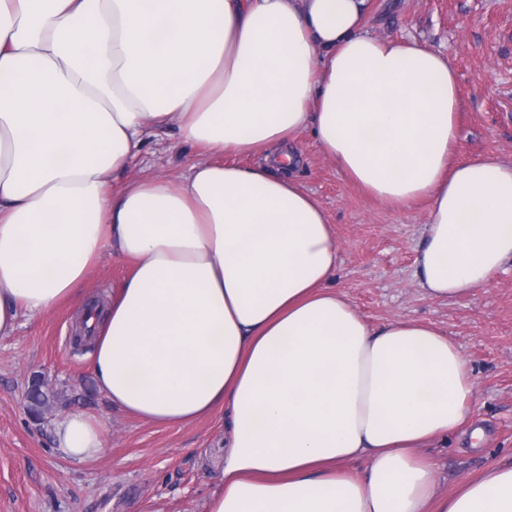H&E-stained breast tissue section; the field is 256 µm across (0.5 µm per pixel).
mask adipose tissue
<instances>
[{
  "mask_svg": "<svg viewBox=\"0 0 512 512\" xmlns=\"http://www.w3.org/2000/svg\"><path fill=\"white\" fill-rule=\"evenodd\" d=\"M367 7L0 0V337L78 299L104 259L130 261L95 327V381L154 425L226 415L208 512H512V464L439 492L422 450L466 420L469 363L435 326L373 328L328 288L332 226L289 174L308 131L370 196L427 201L430 298L512 262V161L458 160L447 55L371 35ZM164 127L209 160L114 190ZM52 434L79 463L103 448L81 411Z\"/></svg>",
  "mask_w": 512,
  "mask_h": 512,
  "instance_id": "ef3b65f1",
  "label": "adipose tissue"
}]
</instances>
